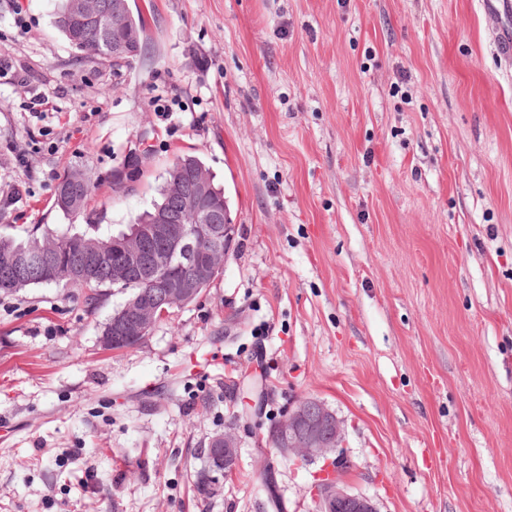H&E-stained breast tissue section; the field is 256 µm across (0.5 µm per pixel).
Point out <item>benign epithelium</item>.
Segmentation results:
<instances>
[{
	"label": "benign epithelium",
	"instance_id": "obj_1",
	"mask_svg": "<svg viewBox=\"0 0 512 512\" xmlns=\"http://www.w3.org/2000/svg\"><path fill=\"white\" fill-rule=\"evenodd\" d=\"M190 226L182 216L169 214L156 224H140L119 239H112V254L94 257L98 266L112 269V284L139 283L149 293L129 297L112 321V335L102 337L110 349L118 344L135 346L149 335L167 308H182L198 296L204 282L223 269L233 245L236 225L224 215V226L215 223ZM224 235L220 258L200 259L198 240ZM46 255L27 256L23 274L38 277L49 263ZM345 424L335 412L316 398H303L268 428L267 442L300 461L322 462L313 486L318 512H379L373 500L353 494L343 486L340 448ZM240 440L232 428L213 436L205 454L210 466L231 474L240 456Z\"/></svg>",
	"mask_w": 512,
	"mask_h": 512
}]
</instances>
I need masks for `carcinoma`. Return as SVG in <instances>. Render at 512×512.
I'll use <instances>...</instances> for the list:
<instances>
[{"instance_id": "obj_1", "label": "carcinoma", "mask_w": 512, "mask_h": 512, "mask_svg": "<svg viewBox=\"0 0 512 512\" xmlns=\"http://www.w3.org/2000/svg\"><path fill=\"white\" fill-rule=\"evenodd\" d=\"M125 4L127 0H63L56 24L77 51V56L102 60L117 56L130 66L146 53L148 37L143 16L129 11L126 12L128 30L112 32V8ZM114 40L127 43L126 50L115 56L112 55ZM203 179V164L198 158L188 154L175 156L160 189L161 202L154 204L153 210L142 213L135 223L152 224L165 211L188 210L196 216L212 206L224 209V192L210 183L207 184L209 197L206 200H191L182 195L183 189L189 190ZM93 187V176L87 171L74 170L64 174L56 188L54 208L66 215L82 213ZM97 252H112V236H92L69 228L47 231L40 236L35 228H24L19 235L0 234V293L17 294L43 285L79 288L86 304L95 307L112 288V277L107 271L87 270L74 278L71 264ZM35 253L56 254L62 257V262L38 279L27 278L15 271L14 266L22 258Z\"/></svg>"}]
</instances>
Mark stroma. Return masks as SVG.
Returning <instances> with one entry per match:
<instances>
[{
    "label": "stroma",
    "mask_w": 512,
    "mask_h": 512,
    "mask_svg": "<svg viewBox=\"0 0 512 512\" xmlns=\"http://www.w3.org/2000/svg\"><path fill=\"white\" fill-rule=\"evenodd\" d=\"M149 47L76 58L61 0H0L6 226L119 230L175 155L199 156L237 234L221 274L138 345L105 350L77 288L0 295V512H316L319 465L266 441L298 400L346 424L347 490L380 512H512V18L483 0H130ZM133 192L87 214L60 176ZM260 379L237 419L226 375ZM234 428L238 466L203 490ZM142 155H143V153H141L140 150H136V149H134V150L130 149L128 151V153L126 154V157L128 156V158H127L128 160L134 159L131 162L130 161L126 162V164H125L128 169L126 178H128L129 180H131L133 182L137 181V176L140 174V171L142 169L141 162L135 158L143 159ZM122 169H123V167L122 168L118 167L112 171V175L110 177V184H111V189H112L113 195L125 194L126 192L132 191L133 188L135 187V183L123 181L122 183H123V188L126 191L125 192L124 190L121 189V186L118 182L112 183L113 175L115 177V180H117V181L119 180V178L121 177L120 171ZM93 187L94 179L90 172L84 170L67 172L59 179L54 196V208L66 215L82 213ZM234 428L224 429V433L216 434L205 448L210 466L225 475L232 474L240 456V440Z\"/></svg>",
    "instance_id": "1"
}]
</instances>
